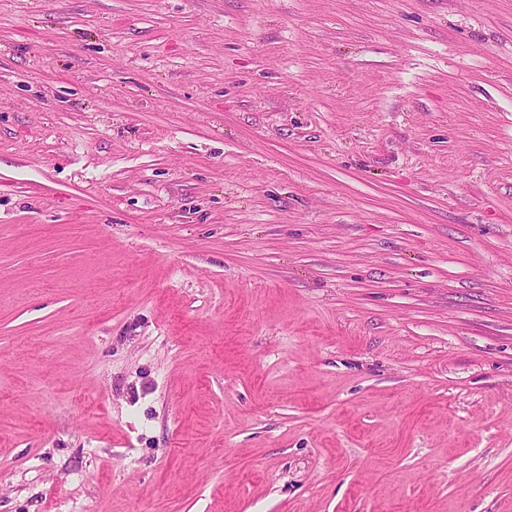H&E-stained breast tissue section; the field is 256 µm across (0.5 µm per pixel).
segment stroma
<instances>
[{"mask_svg": "<svg viewBox=\"0 0 512 512\" xmlns=\"http://www.w3.org/2000/svg\"><path fill=\"white\" fill-rule=\"evenodd\" d=\"M0 512H512V0H0Z\"/></svg>", "mask_w": 512, "mask_h": 512, "instance_id": "35a3bbf8", "label": "stroma"}]
</instances>
